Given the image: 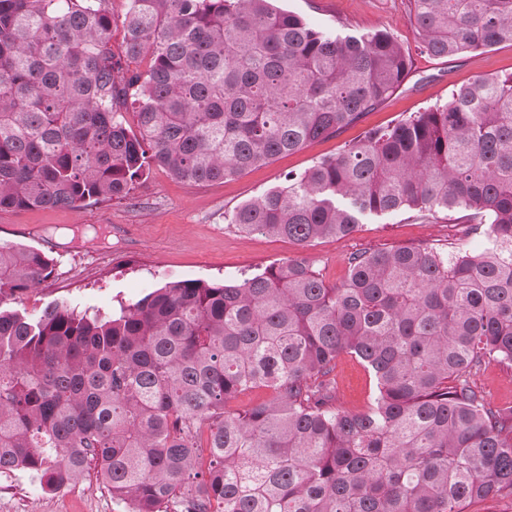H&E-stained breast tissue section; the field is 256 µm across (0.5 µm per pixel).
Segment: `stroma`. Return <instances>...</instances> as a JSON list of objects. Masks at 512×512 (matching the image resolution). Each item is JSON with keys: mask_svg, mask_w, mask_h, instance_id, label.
Here are the masks:
<instances>
[{"mask_svg": "<svg viewBox=\"0 0 512 512\" xmlns=\"http://www.w3.org/2000/svg\"><path fill=\"white\" fill-rule=\"evenodd\" d=\"M276 8L329 31L393 34L412 55L408 78L380 108L340 135L316 140L228 182L193 185L153 168L128 198L67 207L0 211V244L25 245L55 263L53 278L17 299L16 308L39 316L50 305L81 313L111 314L166 283L180 280L239 282L264 267L292 258L307 259L326 283H341L348 256L360 250L423 243L466 245L478 250L480 237L452 217L421 220L410 211L366 218L348 236L327 237L302 247L282 237L240 231L232 213L246 202L284 185L316 161L341 152L369 130L394 126L411 113L446 101L451 90L477 75L512 73V42L452 58L421 54L408 0H276ZM336 404L366 410L376 394L369 371L354 357L336 362ZM471 381L494 405L512 406V366L490 363ZM0 512H123L96 477L55 494L22 472L0 474Z\"/></svg>", "mask_w": 512, "mask_h": 512, "instance_id": "obj_1", "label": "stroma"}]
</instances>
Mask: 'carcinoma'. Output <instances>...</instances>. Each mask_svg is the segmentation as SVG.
Wrapping results in <instances>:
<instances>
[{
	"label": "carcinoma",
	"instance_id": "1",
	"mask_svg": "<svg viewBox=\"0 0 512 512\" xmlns=\"http://www.w3.org/2000/svg\"><path fill=\"white\" fill-rule=\"evenodd\" d=\"M419 50L512 41V0H410ZM0 0V211L78 210L152 168L236 178L359 122L401 85L392 34L327 32L270 0ZM132 110L134 125L123 112ZM397 210L459 213L479 252L361 251L327 284L306 259L240 282H169L110 315L4 306L53 259L0 244V473L53 494L90 468L125 512H466L512 494V407L467 374L512 365V73L373 129L230 223L306 246ZM343 354L374 375L335 405ZM267 389L246 409L239 395ZM109 7L112 10L113 18L116 21V24H114L112 28V49L116 54V60L121 58V64L123 68H125L127 64L122 54L123 30L120 21L126 9V0H110Z\"/></svg>",
	"mask_w": 512,
	"mask_h": 512
}]
</instances>
